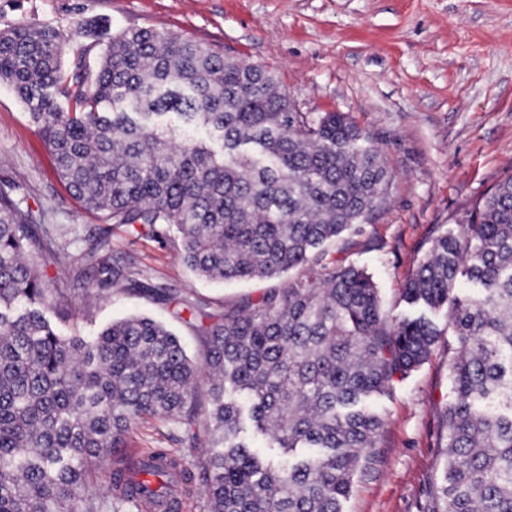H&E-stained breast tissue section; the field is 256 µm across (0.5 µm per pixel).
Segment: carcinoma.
Returning <instances> with one entry per match:
<instances>
[{"label": "carcinoma", "instance_id": "carcinoma-1", "mask_svg": "<svg viewBox=\"0 0 512 512\" xmlns=\"http://www.w3.org/2000/svg\"><path fill=\"white\" fill-rule=\"evenodd\" d=\"M77 58L75 69L62 62ZM54 30L0 32V82L27 105L67 190L112 225L172 232L209 280L271 278L285 288L224 311L182 301L205 368L162 322L134 316L95 336H64L48 314L63 292L30 256L63 249L14 187H0V512H180L194 475L173 448L114 461L144 419L184 426L190 443L206 377L207 512H343L374 460L384 421L370 400L422 364L442 331L390 318L363 269L328 246L386 194L378 147L342 112H300L276 77L154 28L112 38L98 65ZM101 288L131 278L119 259L93 266ZM449 310L446 461L437 512H512V175L435 240L403 289Z\"/></svg>", "mask_w": 512, "mask_h": 512}]
</instances>
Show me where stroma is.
Masks as SVG:
<instances>
[{
	"mask_svg": "<svg viewBox=\"0 0 512 512\" xmlns=\"http://www.w3.org/2000/svg\"><path fill=\"white\" fill-rule=\"evenodd\" d=\"M55 29L95 65L113 35L154 27L263 66L302 112H343L382 151L387 194L358 232L330 250L337 264L367 269L391 315L407 313L402 290L433 241L512 174V0H0V31ZM16 184L65 249L45 263L48 287L67 289L55 323L92 336L113 321H162L195 364L203 347L188 311L126 287L97 288L85 260L100 219L58 181L26 105L0 82V184ZM112 252L134 279L205 302L215 319L285 278L214 282L195 275L178 242L118 226ZM428 359L373 401L385 421L374 463L356 478L345 512H432L445 460L449 365L457 354L448 314ZM130 448H178L194 480L183 512H206L203 446L154 419L127 436Z\"/></svg>",
	"mask_w": 512,
	"mask_h": 512,
	"instance_id": "1",
	"label": "stroma"
}]
</instances>
